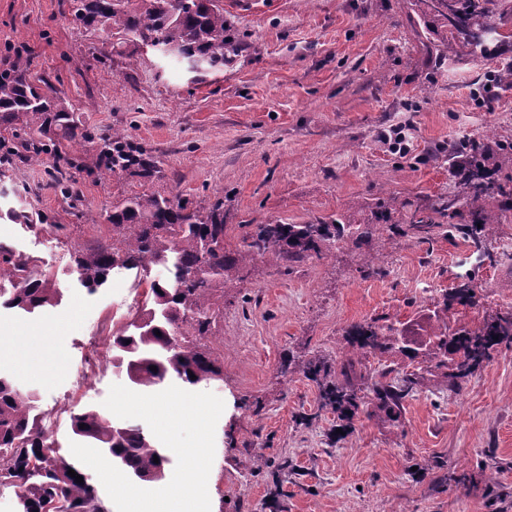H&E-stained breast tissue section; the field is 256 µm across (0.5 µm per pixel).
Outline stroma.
Here are the masks:
<instances>
[{
	"label": "stroma",
	"mask_w": 512,
	"mask_h": 512,
	"mask_svg": "<svg viewBox=\"0 0 512 512\" xmlns=\"http://www.w3.org/2000/svg\"><path fill=\"white\" fill-rule=\"evenodd\" d=\"M240 51L198 78L154 53L117 56L112 43L72 19V0H0V71L28 59L35 83L66 99L88 137L65 157L0 170V239L38 257L64 297L32 314L0 305V374L41 412L102 406L121 376L104 366L77 403L66 398L86 336L125 322L133 272L114 270L96 291L77 280L67 246L12 223L10 208L43 212L89 247L107 239L112 203L172 193L189 207L224 202L227 250L244 224H302L336 217L409 223L457 193L436 151L462 139L512 142V86L492 108L480 93L498 61H512V24L492 61L439 57L435 23L408 0H220ZM407 126L406 147L389 130ZM125 130L157 160L152 180H101L86 171L99 137ZM71 177V192L52 181ZM498 222L491 258L476 263L460 234H374L336 245L330 258H257L224 296L223 379L206 389L230 400L215 430L211 512H512V346L492 351L461 391L441 375L421 379L398 422L365 395L352 423L321 406L317 383L286 373L349 350L346 331L372 321L415 320L466 283L479 303L459 308L469 327L512 311V207L487 201ZM373 269H365V259ZM52 439L70 455V422Z\"/></svg>",
	"instance_id": "35a3bbf8"
}]
</instances>
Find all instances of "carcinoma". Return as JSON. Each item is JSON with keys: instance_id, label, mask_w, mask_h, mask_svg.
<instances>
[{"instance_id": "obj_1", "label": "carcinoma", "mask_w": 512, "mask_h": 512, "mask_svg": "<svg viewBox=\"0 0 512 512\" xmlns=\"http://www.w3.org/2000/svg\"><path fill=\"white\" fill-rule=\"evenodd\" d=\"M419 10L433 15L452 30V41L439 52L458 59L488 58L502 41L500 29L512 19V0H411ZM75 22L98 29L112 40V52L156 49L164 58L187 68L197 65L202 74L224 69L238 54L239 44L228 34L219 0H74ZM20 140L31 162L42 161L44 141L62 152L72 142L86 138V130L66 100L29 80L27 62L19 60L0 72V133ZM466 155L464 179L457 200L472 217L470 224H450L448 232L472 239L481 248L480 234L497 223L486 200H512L507 183L494 178L489 168L492 148L485 142L461 144ZM119 177L135 172L144 178L158 173L152 157H144L120 130L101 137L100 150L89 171ZM15 224L48 231L66 243L70 229L50 224L48 218L12 210ZM108 221L112 238L94 247L76 248L73 259L79 281L90 291L103 286L112 271H136L146 285L144 299L129 321L112 327V371L126 375L139 389H152L175 378L190 386L223 378L224 371L211 343L224 341L215 333L224 314V293L234 287L240 271L258 257L299 259L332 255L338 241H360L381 230L378 224L356 228L333 219L306 224H249L240 249L225 248L224 201L207 209H190L174 197L159 193L126 196L112 205ZM168 272L165 279L151 277L155 267ZM0 298L5 304L32 314L61 302L54 275L37 270L36 257L0 240ZM475 289L463 284L433 301L422 321L410 329L404 322L356 324L348 331L351 350L331 366L308 360L299 370L316 381L322 406L350 421L360 407L352 382L355 365L370 353L380 359L398 357L431 374L440 372L448 387L457 390L505 343L512 344V314L498 315L480 327L451 324L456 305L474 306ZM161 335H156L155 331ZM390 368L371 380L366 390L390 421L398 419L403 400L419 383L421 374L409 373L386 380ZM196 379H191L190 375ZM86 428H80V425ZM73 434L94 447L131 480L159 481L168 462L165 449L155 445L142 429L115 420L100 409H85L73 416ZM159 461H154V458ZM74 470L78 482L68 475ZM0 485L15 488L22 512H108L94 485L73 462L57 455L43 427L35 398L18 391L0 376Z\"/></svg>"}]
</instances>
